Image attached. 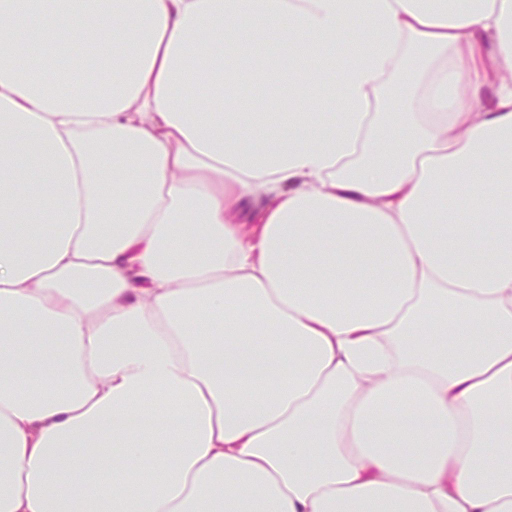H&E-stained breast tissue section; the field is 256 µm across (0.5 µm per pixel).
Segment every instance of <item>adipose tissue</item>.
I'll return each mask as SVG.
<instances>
[{
  "instance_id": "ef3b65f1",
  "label": "adipose tissue",
  "mask_w": 512,
  "mask_h": 512,
  "mask_svg": "<svg viewBox=\"0 0 512 512\" xmlns=\"http://www.w3.org/2000/svg\"><path fill=\"white\" fill-rule=\"evenodd\" d=\"M0 512H512V0H0ZM57 66L60 67L61 71L70 77L74 74H83L88 80H101L106 76L105 70L100 66L96 58L90 63H71V62H58Z\"/></svg>"
}]
</instances>
